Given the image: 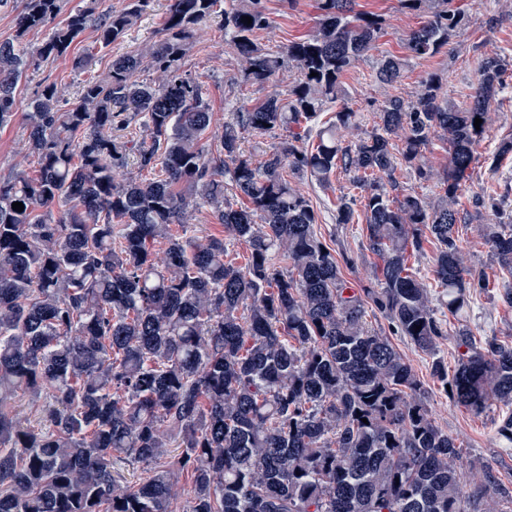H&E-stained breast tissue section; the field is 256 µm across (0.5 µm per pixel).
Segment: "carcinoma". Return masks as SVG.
Instances as JSON below:
<instances>
[{
    "mask_svg": "<svg viewBox=\"0 0 512 512\" xmlns=\"http://www.w3.org/2000/svg\"><path fill=\"white\" fill-rule=\"evenodd\" d=\"M400 2L426 20L407 36L406 56H376L384 84L409 60L439 53L464 20L454 0ZM147 5L125 0L98 16L89 5L56 24L61 0H25L16 38L0 42V127L14 120L29 69L70 55L89 27L102 48L124 42ZM317 9L313 30L271 51L255 38L270 27L263 0H172L158 41L112 60L70 102L55 82L30 102L38 173L0 178V403L43 398L45 424L0 410V512H175L184 474L188 512H478L483 499L501 504L489 512H512V492L488 471L464 493L461 452L390 339L433 356V376L465 410L512 405V345L477 338L466 322L488 283L463 265L455 209L506 64L498 54L480 61L464 110L438 78L424 79L413 98L383 104L371 135L346 145L357 112L343 103L342 77L371 56L385 19L355 11L354 0H317ZM207 24L224 29L248 82L264 85L294 64L288 93L212 128L202 85L182 70ZM48 25L44 40L22 42ZM146 69L156 74L149 83L139 79ZM338 101L316 143L302 146L325 104ZM138 116L137 164L151 178L126 176L127 147L112 138ZM276 130L281 142L259 164L240 152L243 133ZM208 133L214 155L202 143ZM435 136L449 144L443 193L398 191L401 166L420 182L434 178L424 152ZM339 168L364 192L366 249L376 258L374 285L359 291L341 269L353 259H337L318 238L313 207L288 180L324 183ZM231 192L248 205L234 207ZM202 203L248 243L245 266L225 260L221 239L172 233ZM475 204L499 218L486 237L512 277V215L501 218L495 193ZM425 232L437 245V301L459 321L451 374L438 356L445 329L431 288L408 264ZM160 238L168 246L158 253ZM370 311L390 334L369 327ZM169 448L181 453L158 466ZM127 463L149 476L125 479Z\"/></svg>",
    "mask_w": 512,
    "mask_h": 512,
    "instance_id": "carcinoma-1",
    "label": "carcinoma"
}]
</instances>
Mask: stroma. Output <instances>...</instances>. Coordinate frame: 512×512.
I'll use <instances>...</instances> for the list:
<instances>
[{"instance_id": "obj_1", "label": "stroma", "mask_w": 512, "mask_h": 512, "mask_svg": "<svg viewBox=\"0 0 512 512\" xmlns=\"http://www.w3.org/2000/svg\"><path fill=\"white\" fill-rule=\"evenodd\" d=\"M466 9L463 26L448 46L434 57L410 60L401 78L392 84H383L374 76L372 58L357 62L343 78L348 105L359 113L358 128L350 131V138L365 136L375 130L377 112L391 97L410 98L422 80L434 75L441 78L449 99L461 109L471 102L480 61L488 55H504L509 68L504 76L505 88L492 107L491 121L483 141L477 148L476 161L470 178L458 193L457 209L460 221L456 232L461 241L463 261L467 268L482 273L490 282L487 293L474 298L469 312L470 326L475 336H495L512 345V308L499 299L503 288L512 280L504 278L492 257L485 225L495 223L494 215L477 214L473 205L476 194L494 191L505 194L506 207L512 209V155L496 159L498 144L503 138H512V0H460ZM170 0H151L148 10L131 30L128 38L113 45L111 51L99 54L90 68L74 69L71 58H62L52 64L29 72L17 88V115L6 127L0 128V178L14 175L19 170L33 172L36 159L27 150V132L24 114L28 102L43 84L57 82L67 94H74L85 80L105 72L113 57L136 47L157 41L167 18ZM271 26L258 35L262 45L283 50L290 41L302 37L316 25L318 12L315 0H265ZM359 12H374L386 18L389 28L380 38L378 49L383 53L404 55V42L409 33L418 28L423 17L403 9L399 0H355ZM203 87L213 113L214 126H222L238 107L255 104L271 90L287 91L297 77L295 67L280 72L275 86H259L244 80L241 64L224 38L223 30L211 26L198 31L195 46L183 64ZM291 183L313 206L320 240L333 254H345L354 261L347 270V278L358 288L370 285L369 266L373 257L366 250L363 224H341L337 210L344 200L359 197L348 174L337 172L327 183L311 177H295ZM392 342L411 365L420 380V394L426 402L435 423L452 436L462 448L471 465L462 474L464 490H471L474 467L489 470L498 481L512 490V447L505 448L496 436L497 422L511 409L492 404L481 414H473L453 403L439 381L433 377L428 355L417 351L405 338L396 336Z\"/></svg>"}]
</instances>
